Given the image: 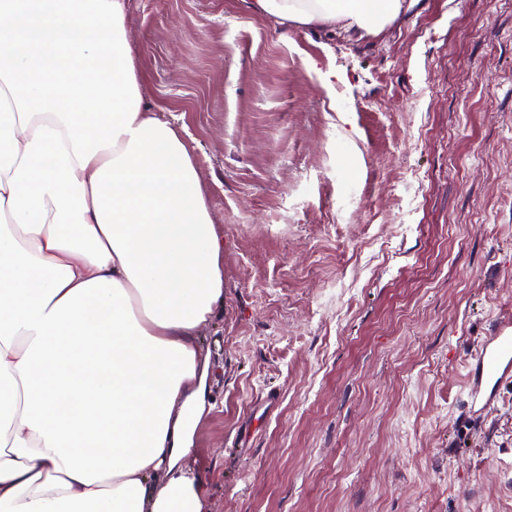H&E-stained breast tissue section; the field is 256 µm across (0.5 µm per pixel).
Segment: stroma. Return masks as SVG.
<instances>
[{
    "instance_id": "stroma-1",
    "label": "stroma",
    "mask_w": 512,
    "mask_h": 512,
    "mask_svg": "<svg viewBox=\"0 0 512 512\" xmlns=\"http://www.w3.org/2000/svg\"><path fill=\"white\" fill-rule=\"evenodd\" d=\"M143 105L185 127L224 239L204 332L209 512H512V0H419L381 37L129 0ZM512 382V319L499 321L485 336L468 365V399L485 409L495 402L501 389Z\"/></svg>"
}]
</instances>
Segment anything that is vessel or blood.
I'll use <instances>...</instances> for the list:
<instances>
[{"mask_svg":"<svg viewBox=\"0 0 512 512\" xmlns=\"http://www.w3.org/2000/svg\"><path fill=\"white\" fill-rule=\"evenodd\" d=\"M512 382V319L499 321L482 339L468 365L470 404L490 406L502 388Z\"/></svg>","mask_w":512,"mask_h":512,"instance_id":"vessel-or-blood-1","label":"vessel or blood"}]
</instances>
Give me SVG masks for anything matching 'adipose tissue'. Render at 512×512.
<instances>
[{
	"mask_svg": "<svg viewBox=\"0 0 512 512\" xmlns=\"http://www.w3.org/2000/svg\"><path fill=\"white\" fill-rule=\"evenodd\" d=\"M416 2L249 8L362 42ZM127 9L0 0V512H207L189 460L224 240L181 132L142 105Z\"/></svg>",
	"mask_w": 512,
	"mask_h": 512,
	"instance_id": "adipose-tissue-1",
	"label": "adipose tissue"
}]
</instances>
